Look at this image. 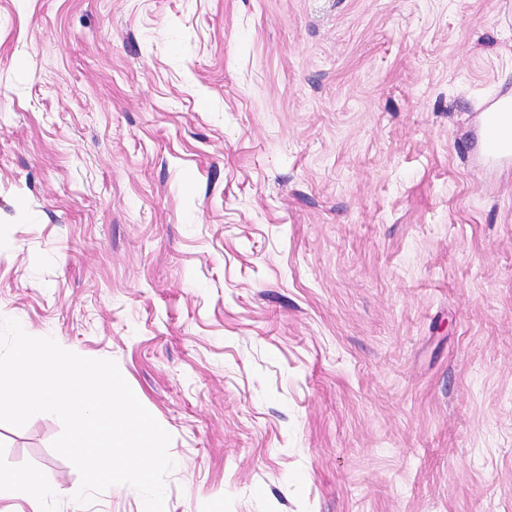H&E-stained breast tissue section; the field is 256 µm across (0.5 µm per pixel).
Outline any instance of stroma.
Returning <instances> with one entry per match:
<instances>
[{
  "instance_id": "35a3bbf8",
  "label": "stroma",
  "mask_w": 512,
  "mask_h": 512,
  "mask_svg": "<svg viewBox=\"0 0 512 512\" xmlns=\"http://www.w3.org/2000/svg\"><path fill=\"white\" fill-rule=\"evenodd\" d=\"M512 0H0V318L114 360L165 512H512ZM43 413L0 475L143 512ZM484 108L489 118V133L486 137V148L491 156L512 153V143L504 138L498 129V121L504 113L512 112V100L502 97H494L484 103Z\"/></svg>"
}]
</instances>
